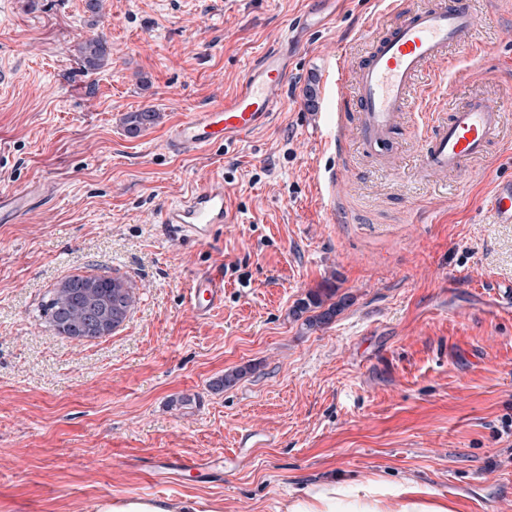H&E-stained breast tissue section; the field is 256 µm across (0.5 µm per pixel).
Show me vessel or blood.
I'll return each mask as SVG.
<instances>
[{
    "instance_id": "obj_1",
    "label": "vessel or blood",
    "mask_w": 512,
    "mask_h": 512,
    "mask_svg": "<svg viewBox=\"0 0 512 512\" xmlns=\"http://www.w3.org/2000/svg\"><path fill=\"white\" fill-rule=\"evenodd\" d=\"M328 18L304 13L281 33L276 48L245 73L239 90L224 102L190 114L170 130L167 147L175 153L199 152L218 144H231L271 122L281 107L275 91L284 85L288 49L299 27L318 29ZM477 18L467 0H441L437 6L413 12L400 25L372 41L356 71L348 75L344 62L336 64V81H351L360 112L358 139L366 154L384 158L393 153V134L403 112L409 111L418 79L450 49L473 43ZM503 122L501 106L484 98L470 99L462 107L432 119V134L421 155L422 169L436 175L456 170L482 156ZM39 186L0 192V223L14 224L35 202L46 198ZM489 210L505 224L512 223V177L497 178ZM163 223L182 238L210 242L220 225L231 223L224 201V185L214 182L167 206ZM196 316H207L224 302V276L210 272L197 277L190 291Z\"/></svg>"
}]
</instances>
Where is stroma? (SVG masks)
Wrapping results in <instances>:
<instances>
[{
  "label": "stroma",
  "instance_id": "obj_1",
  "mask_svg": "<svg viewBox=\"0 0 512 512\" xmlns=\"http://www.w3.org/2000/svg\"><path fill=\"white\" fill-rule=\"evenodd\" d=\"M435 0H339L288 55L281 112L227 146L176 155L170 127L223 102L312 0H0V191L54 195L0 223V512H96L149 498L202 512H286L333 481L344 496L422 495L450 512H512V224L486 198L512 174V0H470L475 48L423 78L389 161L365 155L351 87L373 38ZM100 35L111 64L85 68ZM504 109L485 156L441 181L421 170L423 124L473 97ZM158 124L129 136L125 113ZM343 152H336V144ZM234 221L211 244L161 212L214 177ZM224 271V304L190 310ZM135 285L112 335L76 343L38 316L65 276ZM333 288L350 306L310 328L292 309ZM244 369L233 385L213 384ZM266 437L239 445L244 430ZM228 460L222 481L168 458ZM78 51L85 66L92 71L101 70L110 62L111 47L102 37L85 39L79 44ZM192 310L197 317L207 316L224 303V274L210 272L197 277L190 291Z\"/></svg>",
  "mask_w": 512,
  "mask_h": 512
}]
</instances>
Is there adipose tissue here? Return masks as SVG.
<instances>
[{
	"label": "adipose tissue",
	"instance_id": "ef3b65f1",
	"mask_svg": "<svg viewBox=\"0 0 512 512\" xmlns=\"http://www.w3.org/2000/svg\"><path fill=\"white\" fill-rule=\"evenodd\" d=\"M339 488L324 484L306 490L304 496L288 506V512H448L447 507L432 502H402L389 504L374 498H362L340 503Z\"/></svg>",
	"mask_w": 512,
	"mask_h": 512
}]
</instances>
